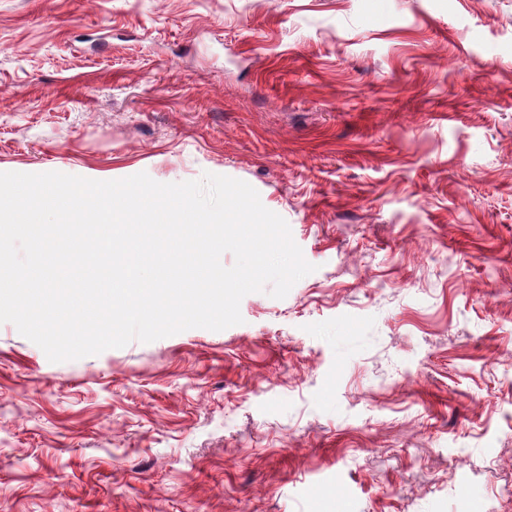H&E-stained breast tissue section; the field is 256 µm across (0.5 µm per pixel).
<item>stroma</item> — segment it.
I'll return each instance as SVG.
<instances>
[{"label":"stroma","mask_w":512,"mask_h":512,"mask_svg":"<svg viewBox=\"0 0 512 512\" xmlns=\"http://www.w3.org/2000/svg\"><path fill=\"white\" fill-rule=\"evenodd\" d=\"M229 176L315 272L61 363L0 324V512H512V0H0V172Z\"/></svg>","instance_id":"stroma-1"}]
</instances>
